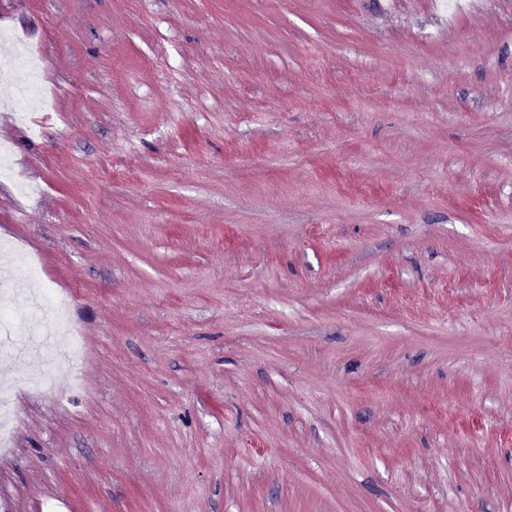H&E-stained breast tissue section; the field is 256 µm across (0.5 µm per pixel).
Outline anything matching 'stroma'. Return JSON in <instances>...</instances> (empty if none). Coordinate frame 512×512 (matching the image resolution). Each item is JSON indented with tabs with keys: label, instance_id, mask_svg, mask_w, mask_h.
I'll list each match as a JSON object with an SVG mask.
<instances>
[{
	"label": "stroma",
	"instance_id": "1",
	"mask_svg": "<svg viewBox=\"0 0 512 512\" xmlns=\"http://www.w3.org/2000/svg\"><path fill=\"white\" fill-rule=\"evenodd\" d=\"M460 4L0 0L71 91L0 124V268L84 376L0 368L8 512H512V0ZM39 304L38 305H29V315H28V322L30 329L33 334L40 335L43 333V326L42 322L39 316V311L42 306L43 301H49L52 305V308L55 313V326L56 329L59 330L62 327L61 323V317L63 316L64 312L66 311L70 297L67 294H59L55 293L51 289L45 288L40 289L39 291ZM14 394L12 391L5 390L1 392L2 410L0 413V446L4 452L10 448L11 433L15 421V415L10 409H6V404L9 403Z\"/></svg>",
	"mask_w": 512,
	"mask_h": 512
}]
</instances>
